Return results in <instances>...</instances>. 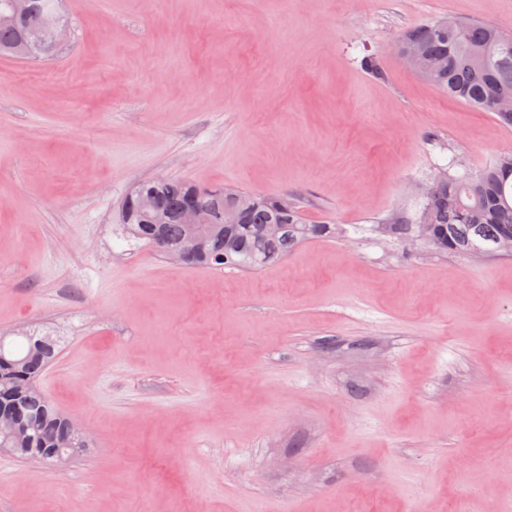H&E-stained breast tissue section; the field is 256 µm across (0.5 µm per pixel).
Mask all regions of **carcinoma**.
Masks as SVG:
<instances>
[{
  "mask_svg": "<svg viewBox=\"0 0 512 512\" xmlns=\"http://www.w3.org/2000/svg\"><path fill=\"white\" fill-rule=\"evenodd\" d=\"M13 0H0V56L35 60L50 56L68 28L60 0H28L32 11L62 18V25L33 35L13 14ZM395 50L415 56L411 65L442 95L482 112H493L512 127V112L492 111L490 103L512 96V37L498 28L454 20H433L407 31ZM193 206L198 224L182 221ZM278 225V232L268 227ZM426 225L423 242L448 254L512 256V153L461 176L444 175L435 193L424 199L415 217L395 215L390 230L400 238ZM123 227L137 241L171 260L181 259L192 240L195 251L186 266L202 270H257L283 261L304 242L336 236L334 224H309L286 194L270 195L220 187H200L188 179L143 182L124 200ZM62 337L51 329L0 332V448L25 463L56 464L62 454L75 456L81 444L69 416L39 388V380L57 359Z\"/></svg>",
  "mask_w": 512,
  "mask_h": 512,
  "instance_id": "1",
  "label": "carcinoma"
}]
</instances>
